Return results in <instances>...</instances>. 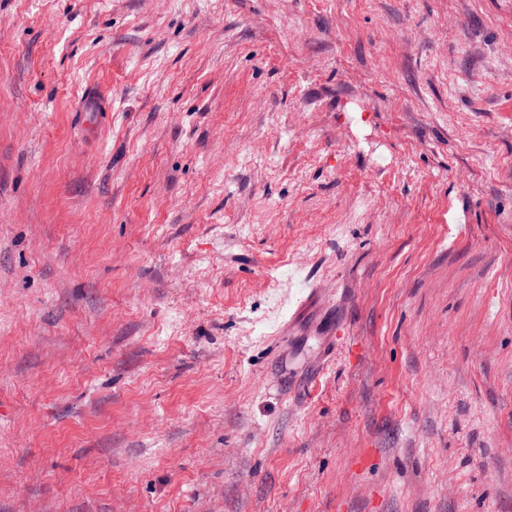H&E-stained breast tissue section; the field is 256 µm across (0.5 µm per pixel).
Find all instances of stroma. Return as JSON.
Wrapping results in <instances>:
<instances>
[{
	"label": "stroma",
	"mask_w": 512,
	"mask_h": 512,
	"mask_svg": "<svg viewBox=\"0 0 512 512\" xmlns=\"http://www.w3.org/2000/svg\"><path fill=\"white\" fill-rule=\"evenodd\" d=\"M0 512H512V0H0Z\"/></svg>",
	"instance_id": "35a3bbf8"
}]
</instances>
